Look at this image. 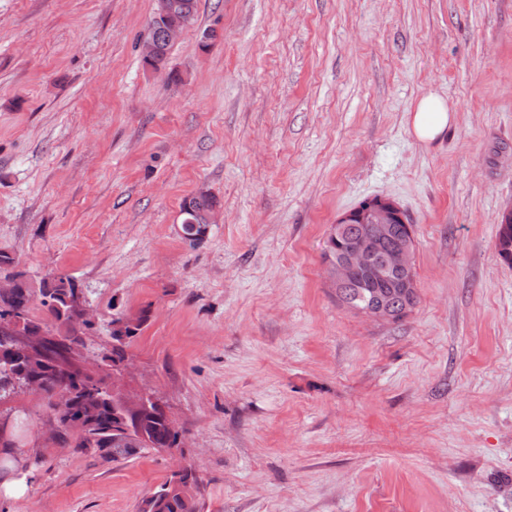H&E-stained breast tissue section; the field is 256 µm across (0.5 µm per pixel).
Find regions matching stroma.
I'll list each match as a JSON object with an SVG mask.
<instances>
[{
    "instance_id": "obj_1",
    "label": "stroma",
    "mask_w": 512,
    "mask_h": 512,
    "mask_svg": "<svg viewBox=\"0 0 512 512\" xmlns=\"http://www.w3.org/2000/svg\"><path fill=\"white\" fill-rule=\"evenodd\" d=\"M153 8L0 0V251L78 282L96 350L146 315L121 387L184 445L55 444L19 393L33 480L0 512H141L181 468L198 512H512V0H199L159 72ZM430 93L454 120L425 145ZM201 191L222 214L192 246ZM373 196L414 229L397 323L325 283L331 225ZM160 6H161L160 0H155L153 14L149 21V33H148V36H150L152 38H148V36H147L139 43V47H138L140 55L143 58V60L151 59L152 57H154L160 51V47H161V52L157 55V57L152 62H149V64L155 70H160L161 68H164V66L167 62L169 51L171 49V47L168 46L166 44V42L164 41L161 23L155 19L157 16H160L157 13V11H159V9H160ZM159 45H160V47H159ZM454 112L448 102L436 94H427L412 112L410 126L415 138L428 143L440 137L448 128ZM216 203H218L216 197L210 194L190 198L188 203L189 208L187 207V200L183 202L181 206L183 215L181 231L183 239L190 245H197L202 242L199 241L200 236L205 234L208 224L219 222L221 208L219 204ZM203 212H205L203 214L204 224H202L201 220ZM502 224H510V226L498 225L497 238L501 245L498 249L499 256L506 262H512V205L510 209L503 212ZM506 245V246H505Z\"/></svg>"
}]
</instances>
